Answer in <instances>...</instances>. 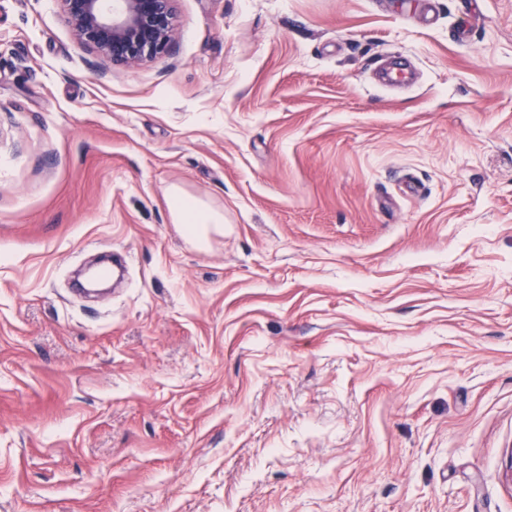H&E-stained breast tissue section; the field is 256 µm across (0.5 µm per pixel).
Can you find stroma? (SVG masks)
Wrapping results in <instances>:
<instances>
[{
    "label": "stroma",
    "mask_w": 512,
    "mask_h": 512,
    "mask_svg": "<svg viewBox=\"0 0 512 512\" xmlns=\"http://www.w3.org/2000/svg\"><path fill=\"white\" fill-rule=\"evenodd\" d=\"M176 7L0 0V512H512V0ZM75 41L110 65L134 67L169 55L176 0H56ZM166 196L173 224H180L185 234L204 237L212 231L223 230L224 217L220 213L201 205L176 187L169 188Z\"/></svg>",
    "instance_id": "stroma-1"
}]
</instances>
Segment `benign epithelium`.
<instances>
[{
	"mask_svg": "<svg viewBox=\"0 0 512 512\" xmlns=\"http://www.w3.org/2000/svg\"><path fill=\"white\" fill-rule=\"evenodd\" d=\"M75 41L110 65L134 67L169 55L176 0H55Z\"/></svg>",
	"mask_w": 512,
	"mask_h": 512,
	"instance_id": "benign-epithelium-1",
	"label": "benign epithelium"
}]
</instances>
